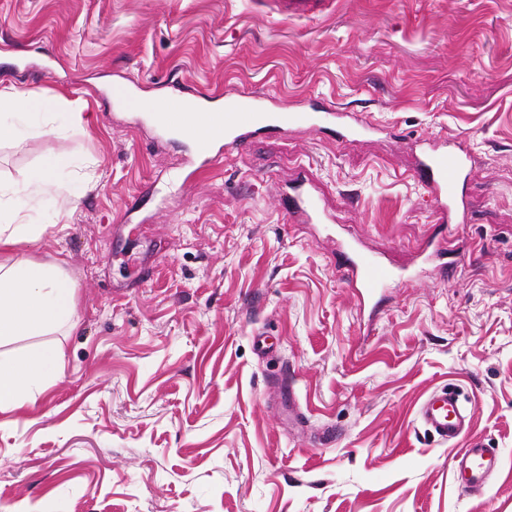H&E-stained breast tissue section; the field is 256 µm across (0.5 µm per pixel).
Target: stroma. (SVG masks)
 Masks as SVG:
<instances>
[{"mask_svg":"<svg viewBox=\"0 0 512 512\" xmlns=\"http://www.w3.org/2000/svg\"><path fill=\"white\" fill-rule=\"evenodd\" d=\"M324 100L377 125L270 131L189 177L188 149L116 92ZM61 97L0 143V182L71 158L59 198L18 196L40 234L11 256L74 280L73 330L37 404L0 410L10 512H512V0H0V90ZM473 154L445 256L415 141ZM306 172L335 224L289 221ZM408 278L374 307L335 237ZM456 385L449 446L417 419ZM501 469L467 490L456 448Z\"/></svg>","mask_w":512,"mask_h":512,"instance_id":"obj_1","label":"stroma"}]
</instances>
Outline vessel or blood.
Instances as JSON below:
<instances>
[{
	"mask_svg": "<svg viewBox=\"0 0 512 512\" xmlns=\"http://www.w3.org/2000/svg\"><path fill=\"white\" fill-rule=\"evenodd\" d=\"M149 119L161 130L175 136L192 150L193 163L203 166L239 149L250 139L270 130L285 132L294 128L312 131L333 126L342 138L354 140L373 132L372 124L356 119L351 113L325 112L318 107L302 111L293 106L267 103L265 98H232L228 109L215 112L203 109L195 121H188L182 100L169 97L150 113ZM417 171L432 203L438 223L460 224L464 221L465 186L471 175L470 155L460 145L446 140H421L417 143ZM296 224H327L330 216L311 189H303L290 213ZM345 263L343 280L360 297L373 299L379 288L394 280L395 271L376 254L343 244ZM474 412L463 407L458 396L440 390L426 397L419 406L418 420L441 441H457L473 419ZM494 449L471 442L458 449L454 458L455 475L467 487L483 486L499 467Z\"/></svg>",
	"mask_w": 512,
	"mask_h": 512,
	"instance_id": "b4317fda",
	"label": "vessel or blood"
}]
</instances>
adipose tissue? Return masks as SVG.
I'll list each match as a JSON object with an SVG mask.
<instances>
[{"label": "adipose tissue", "instance_id": "ef3b65f1", "mask_svg": "<svg viewBox=\"0 0 512 512\" xmlns=\"http://www.w3.org/2000/svg\"><path fill=\"white\" fill-rule=\"evenodd\" d=\"M39 233L14 220L0 191V346L73 326L76 286L57 264L7 261L3 255ZM64 366L57 346H37L25 354L0 356V408L36 403L49 378Z\"/></svg>", "mask_w": 512, "mask_h": 512}]
</instances>
